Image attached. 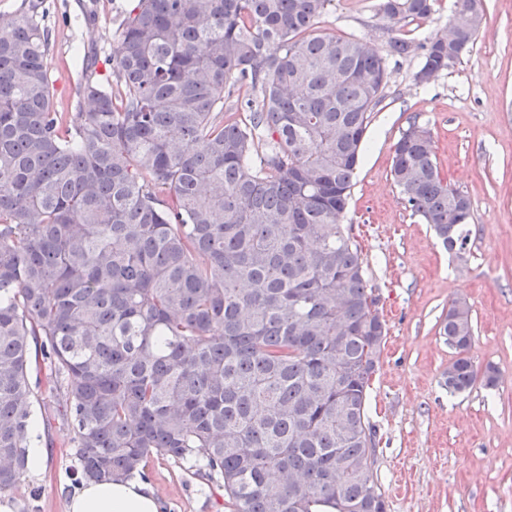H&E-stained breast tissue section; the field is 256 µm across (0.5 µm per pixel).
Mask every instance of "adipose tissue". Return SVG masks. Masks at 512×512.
I'll return each instance as SVG.
<instances>
[{
  "mask_svg": "<svg viewBox=\"0 0 512 512\" xmlns=\"http://www.w3.org/2000/svg\"><path fill=\"white\" fill-rule=\"evenodd\" d=\"M68 512H159L152 492L135 480L82 483Z\"/></svg>",
  "mask_w": 512,
  "mask_h": 512,
  "instance_id": "ef3b65f1",
  "label": "adipose tissue"
}]
</instances>
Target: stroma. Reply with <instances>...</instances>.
<instances>
[{
  "label": "stroma",
  "instance_id": "obj_1",
  "mask_svg": "<svg viewBox=\"0 0 512 512\" xmlns=\"http://www.w3.org/2000/svg\"><path fill=\"white\" fill-rule=\"evenodd\" d=\"M379 0H332L319 30L354 36L386 55L400 34L419 43L446 28L454 0H437L427 20L391 31ZM136 0H40L49 34L47 66L59 111H73L80 58L98 56L108 74L117 19ZM486 22L469 53L417 84L423 51L387 60L385 98L371 116L341 224L350 226L366 278L388 326L370 390L375 467L388 512H512V0H483ZM427 128L444 177L471 201L466 261L448 255L402 203L390 168L393 146L410 124ZM471 308L470 356L494 365L496 390L475 384L451 394L443 374L454 351L439 324L455 300ZM48 367L34 359V417L46 461L0 493V512H67L80 487L70 423L56 411ZM146 486L160 512H230L222 487L188 464L154 454Z\"/></svg>",
  "mask_w": 512,
  "mask_h": 512
}]
</instances>
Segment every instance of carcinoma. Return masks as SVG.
<instances>
[{"label":"carcinoma","instance_id":"obj_1","mask_svg":"<svg viewBox=\"0 0 512 512\" xmlns=\"http://www.w3.org/2000/svg\"><path fill=\"white\" fill-rule=\"evenodd\" d=\"M332 0H138L111 76L83 56L60 112L34 16L0 21V492L28 470L32 348L84 478L193 462L233 512H386L367 410L387 335L365 261L339 224L384 99V57L316 32ZM436 0H380L393 27ZM455 60L483 27L481 0ZM414 41L393 38L388 55ZM419 84L448 68L440 31ZM405 207L463 258L470 199L418 124L393 148ZM439 335L451 393L497 387L456 301Z\"/></svg>","mask_w":512,"mask_h":512}]
</instances>
